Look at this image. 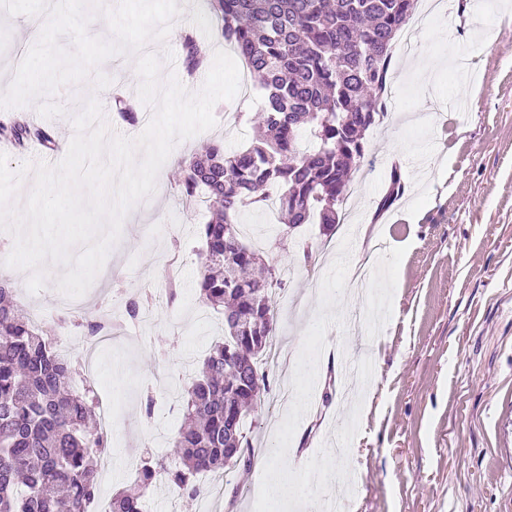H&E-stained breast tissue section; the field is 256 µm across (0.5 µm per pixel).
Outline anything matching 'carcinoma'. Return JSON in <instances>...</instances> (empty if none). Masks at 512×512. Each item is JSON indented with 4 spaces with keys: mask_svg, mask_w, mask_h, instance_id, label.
Listing matches in <instances>:
<instances>
[{
    "mask_svg": "<svg viewBox=\"0 0 512 512\" xmlns=\"http://www.w3.org/2000/svg\"><path fill=\"white\" fill-rule=\"evenodd\" d=\"M219 38L233 45L265 94L257 120L263 130L250 146L226 153L212 143L184 168L181 192L203 191L212 219L201 229L202 301L224 314L230 340L214 345L184 398L188 423L173 443L178 468L142 460L133 487L112 498L110 512H143L158 482L198 497V476L217 474L254 452L245 420L267 391L260 365L274 334L273 269L261 250L238 234L237 216L275 200L290 228L318 218L326 236L339 223L338 206L365 159L363 133L386 115L392 43L408 24L415 0H206ZM184 72L206 67L192 29L180 34ZM312 144L299 146L301 129ZM14 142L55 146L27 122L0 126ZM404 192L391 174L377 210ZM72 365L33 320L20 315L12 290L0 282V512H88L97 473L90 456L107 436L89 428L94 396L69 388Z\"/></svg>",
    "mask_w": 512,
    "mask_h": 512,
    "instance_id": "1",
    "label": "carcinoma"
}]
</instances>
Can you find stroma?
<instances>
[{
    "instance_id": "obj_1",
    "label": "stroma",
    "mask_w": 512,
    "mask_h": 512,
    "mask_svg": "<svg viewBox=\"0 0 512 512\" xmlns=\"http://www.w3.org/2000/svg\"><path fill=\"white\" fill-rule=\"evenodd\" d=\"M165 40L150 41L161 78L181 73L177 34L192 26L208 52L224 49L203 18L201 0H178ZM498 36L487 44L488 30ZM32 17L0 11V76L12 80L18 54L40 32ZM383 120L367 133V158L354 175L360 203L341 219L335 238L387 243L371 265L373 293L352 291L351 250L327 254L321 225L284 229L275 207H251L243 224L268 240L262 258L281 279L275 291L277 360L266 367L269 390L247 420L256 458L277 464L282 451L296 478L320 486L324 445L353 426L349 453L332 466L345 482L341 512H512V0H464L451 15L427 16L410 50L394 48ZM111 79L72 83L22 107L0 109V124L24 117L49 131L65 156L75 134L72 118L97 96L116 134L134 138L141 127L117 118V102L139 112L136 57L100 65ZM260 90L216 103L214 128L180 141L160 169L156 189L128 213L119 241L76 308L59 309L56 281L64 267L47 268L45 287L30 293L1 261L13 238L0 231V280L18 306L40 310L52 335L86 334L84 318L107 314L117 327L95 349V395L112 412L111 461L99 470L91 512L127 489L142 456H169L183 422V394L210 346L224 339V317L200 299L203 273L199 230L206 202L189 208L180 192L182 163L220 139L233 151L251 143ZM404 193L377 212L392 168ZM288 239L276 243L280 231ZM316 252L305 260L302 244ZM177 271L175 303L166 276ZM152 297L151 323L129 320L130 301ZM322 348L318 375L308 379L302 406L288 398L297 361ZM370 353L373 373L354 415L339 416L343 368L353 354ZM229 502L217 512H262L260 476L226 467L219 484Z\"/></svg>"
}]
</instances>
